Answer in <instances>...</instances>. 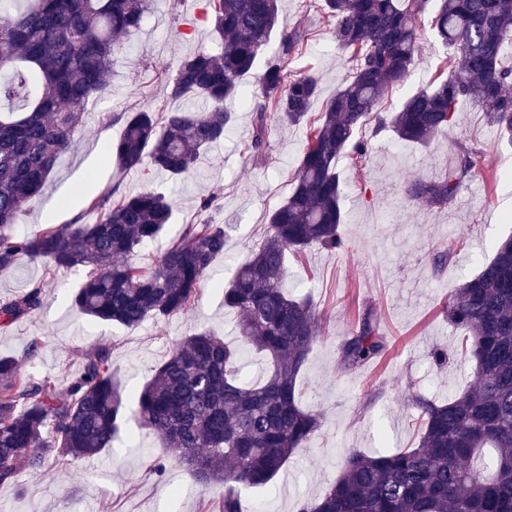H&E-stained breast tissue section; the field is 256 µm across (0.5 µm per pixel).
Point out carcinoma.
Masks as SVG:
<instances>
[{"label":"carcinoma","mask_w":512,"mask_h":512,"mask_svg":"<svg viewBox=\"0 0 512 512\" xmlns=\"http://www.w3.org/2000/svg\"><path fill=\"white\" fill-rule=\"evenodd\" d=\"M151 0H0V273L22 258L54 269L90 268L72 305L82 314L125 327L164 321L199 298L229 225L188 224L149 271L128 262L171 223L173 196L145 191L87 201L94 224L18 230L27 203L40 195L63 155L76 144L82 107L111 87L110 62L119 35L138 29ZM432 0H322L349 72L320 115L307 121L320 95L311 72L288 73L307 46L304 21L277 31L278 0H205V19L221 39L182 58L168 84L172 98L198 99L204 108L149 109L127 115L112 145L124 169L146 166L178 179L201 155L224 141L233 115L224 104L252 107L250 148L264 154L269 129L306 123L294 186L272 211L265 240L224 286V305L238 314L241 346L207 331L176 345L137 398L142 426L177 451L175 463L201 488L224 484L217 512H243L241 490L263 487L295 452L308 446L320 416L301 403L300 379L320 336L322 312L310 297L285 294L288 255L345 246L343 187L338 162L368 161L357 133L370 119L402 141L428 145L445 134L456 105L484 112L498 136L512 142V0H438L431 31L450 50L439 78L382 115L388 90L420 63L421 23ZM276 54L264 56L275 33ZM262 72L245 84L259 60ZM477 151L455 147L439 180L408 187L428 207L451 203L475 172ZM32 286L0 303L5 328L41 306ZM448 320L462 331L474 384L439 403L414 393L420 423L417 446L365 453L349 449L325 493L299 512H512V236L472 278L453 288ZM270 359L264 381L241 377L242 348ZM386 348L377 319L366 313L340 345V369L354 372ZM125 389L112 370V351L88 352L65 380L22 374L0 357V485L24 471L94 456L112 446L125 423Z\"/></svg>","instance_id":"1"}]
</instances>
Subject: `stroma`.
Returning <instances> with one entry per match:
<instances>
[{"label": "stroma", "instance_id": "35a3bbf8", "mask_svg": "<svg viewBox=\"0 0 512 512\" xmlns=\"http://www.w3.org/2000/svg\"><path fill=\"white\" fill-rule=\"evenodd\" d=\"M203 4L154 0L142 28L126 36L127 51L112 60L110 93L85 105L77 148L62 158L42 195L28 203L19 227L38 233L49 210L59 226L79 217L89 223L93 217L85 207L91 195L114 189L128 196L157 189L176 197V222L132 255L133 264L150 267L185 225L204 219L229 225L225 255L189 311L133 328L93 321L73 307L71 299L85 280L86 268L52 272L42 263L21 259L12 271L0 274V301L38 284L43 303L35 314L0 330V354L19 357L27 375L65 377L78 370L87 352L107 346L122 385L142 386L173 346L196 332L206 330L229 344L237 342L238 316L225 307L217 284L227 281L261 246L269 214L293 187L303 127L274 129L265 154L257 158L249 148L250 109L228 103L232 131L206 150L179 183L150 169H122L106 151L122 134L127 113L145 106L156 112L189 107V100L170 98L167 86L183 56L215 44ZM303 14L312 38L305 54L288 69L317 74L322 100L313 110L318 113L349 64L336 47L319 0H281L284 24H294ZM443 54L430 35H423L421 62L403 85L389 91L385 111H395L407 96L432 83ZM361 136L368 141V163L358 169L345 159L338 164L348 248L314 247L290 258L284 283L288 294L311 295L323 312L321 338L303 372L308 387L303 404L320 415L322 426L309 447L291 456L269 485L243 491L244 512H298L334 480L346 449L372 453L414 447L418 424L410 395L423 392L444 402L474 380L473 367L461 353V333L448 322L444 304L451 288L473 276L492 258L496 243L512 235V181L499 177L503 167H512V146L499 140L485 113L467 101L458 104L448 136L425 148L398 141L389 130L372 124ZM459 142L478 152L474 180L482 187L481 196L465 207L456 200L445 207L416 204L406 193L408 184L444 176ZM210 196L216 198V208L201 211V199ZM441 250L449 258L438 272L431 258ZM367 311L378 317L388 349L359 370L342 372L341 340ZM34 336L41 337L42 345L28 359L24 352ZM439 348L448 351L441 365L432 358ZM165 453L157 435L128 421L111 447L96 456L27 472L18 483L1 485L0 512H209L210 504L223 498V485L197 489L173 466L156 474L154 462Z\"/></svg>", "mask_w": 512, "mask_h": 512}]
</instances>
